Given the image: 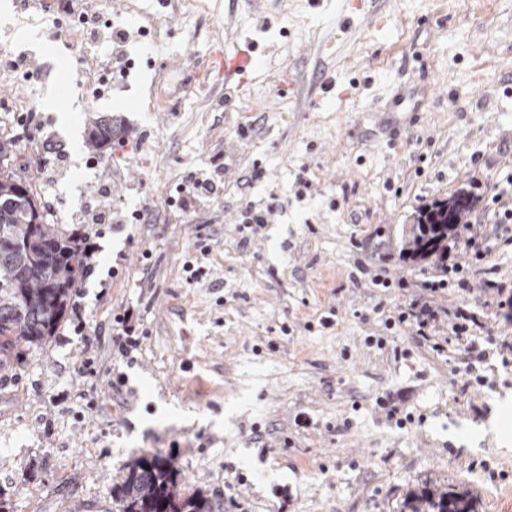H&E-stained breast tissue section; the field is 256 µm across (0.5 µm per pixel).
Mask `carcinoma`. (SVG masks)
Instances as JSON below:
<instances>
[{
	"mask_svg": "<svg viewBox=\"0 0 512 512\" xmlns=\"http://www.w3.org/2000/svg\"><path fill=\"white\" fill-rule=\"evenodd\" d=\"M118 132L117 125L97 119L86 145L100 154ZM471 208L465 193L423 208L407 252L447 263L448 236ZM46 218L30 180L0 170V378L13 375L21 354L54 334L71 308L73 289L88 272L77 238ZM33 263L46 272L53 289L30 274ZM110 504L111 512H224L210 493L186 490L182 472L159 454L127 462L122 482L112 486ZM404 506L408 512H476L468 496L431 484L411 492Z\"/></svg>",
	"mask_w": 512,
	"mask_h": 512,
	"instance_id": "obj_1",
	"label": "carcinoma"
}]
</instances>
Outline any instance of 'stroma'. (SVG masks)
Segmentation results:
<instances>
[{"label":"stroma","instance_id":"obj_1","mask_svg":"<svg viewBox=\"0 0 512 512\" xmlns=\"http://www.w3.org/2000/svg\"><path fill=\"white\" fill-rule=\"evenodd\" d=\"M93 3L125 43L104 28L86 44L56 0L5 35L17 0H0V49L37 70L27 80L0 67L12 167L48 214L69 213L64 228L91 255L64 324L0 380L5 512H104L130 458L155 453L224 512H401L431 480L472 495L478 512H512V368L491 356L484 386H471L464 359L487 337L512 341L483 290L487 278L512 287L494 223L495 195L512 198V0ZM233 44L261 64L243 91L225 97L215 73L187 83ZM127 56L144 62L125 82L83 93L89 64ZM422 73L438 93L391 139L374 108L391 81ZM18 97L33 124L3 110ZM165 102L173 112H158ZM104 115L125 132L96 156L85 141ZM213 169L220 201L168 206L188 172ZM99 182L146 222L85 223ZM460 192L473 199L468 224L486 230L488 276L439 302L467 305L483 328L439 354L383 322L439 272L406 251L419 211ZM248 206L269 210L267 223L241 228ZM188 261L202 281L187 282ZM380 265L405 287H372ZM126 309L141 340L130 360L112 335ZM387 394L413 424L386 418L376 400Z\"/></svg>","mask_w":512,"mask_h":512}]
</instances>
